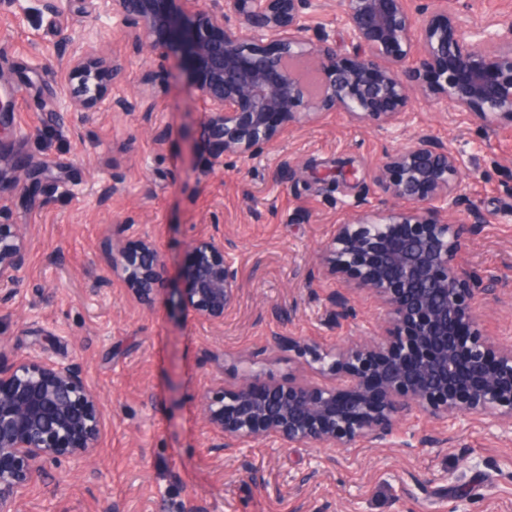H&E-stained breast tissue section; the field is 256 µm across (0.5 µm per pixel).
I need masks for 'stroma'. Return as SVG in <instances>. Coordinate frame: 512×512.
<instances>
[{"instance_id": "35a3bbf8", "label": "stroma", "mask_w": 512, "mask_h": 512, "mask_svg": "<svg viewBox=\"0 0 512 512\" xmlns=\"http://www.w3.org/2000/svg\"><path fill=\"white\" fill-rule=\"evenodd\" d=\"M448 9L477 26L512 21V0H448ZM94 22L92 9L66 2L26 17L0 0L9 71L0 98L12 102L0 116V142L29 137L42 168L14 201L30 256L17 292L0 299V346L77 361L107 415L93 462L50 468L21 512H512V434L486 424L458 428L414 412L398 433L405 447L366 444L331 464L316 446L214 453L200 412L207 391L237 385L247 370L278 383L298 371L274 334L332 350L377 331L384 312L364 295L354 300L355 319L325 323L327 295L342 283L326 277L320 248L401 140L429 132L463 151L462 187L487 222L458 261L512 289V219L504 217L512 211V120L485 124L416 94L402 139L329 112L270 153L228 157L210 172L203 105L188 92L178 53L158 60L102 27L105 53L126 67L113 94L133 97L149 76L168 94L147 114L58 111L66 43ZM163 126L170 138L161 145L152 130ZM284 157L299 172L280 183L273 174ZM112 180L122 189L99 206L97 192ZM121 221L145 225L174 269L190 241L223 226L240 282L223 327L184 322L169 298L143 309L109 283L98 245ZM473 308L486 337L512 345V293L477 292ZM426 434L438 444L418 447Z\"/></svg>"}]
</instances>
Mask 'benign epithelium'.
<instances>
[{
    "instance_id": "benign-epithelium-1",
    "label": "benign epithelium",
    "mask_w": 512,
    "mask_h": 512,
    "mask_svg": "<svg viewBox=\"0 0 512 512\" xmlns=\"http://www.w3.org/2000/svg\"><path fill=\"white\" fill-rule=\"evenodd\" d=\"M323 0H95L96 14L136 49L161 55L177 47L205 112L200 136L207 166L227 154L260 157L291 126L343 112L394 133L424 93L454 112L486 122L512 120V22L468 28L461 16L430 15L418 0H340L339 24L354 53L336 52L335 30L309 34L307 10ZM124 68L107 59L93 31L65 63L66 103L80 112H151L166 88L112 96ZM39 166L0 148V288L25 270L28 225L13 221V196ZM462 155L422 133L384 156L364 193L322 248L329 272L346 288L327 298L336 324L367 292L387 308L380 339L325 351L275 334L312 376L263 383L248 373L203 400L201 415L217 451L315 444L343 454L386 445L419 410L439 421H482L512 432V347L500 349L478 328L472 300L498 279L458 263L484 215L462 191ZM232 246L214 229L189 244L178 278L156 240L120 223L100 255L122 287L152 310L178 296L182 314L224 325L240 285ZM105 410L80 366L45 352L0 350V512H19L29 486L63 461L80 469L96 456Z\"/></svg>"
}]
</instances>
